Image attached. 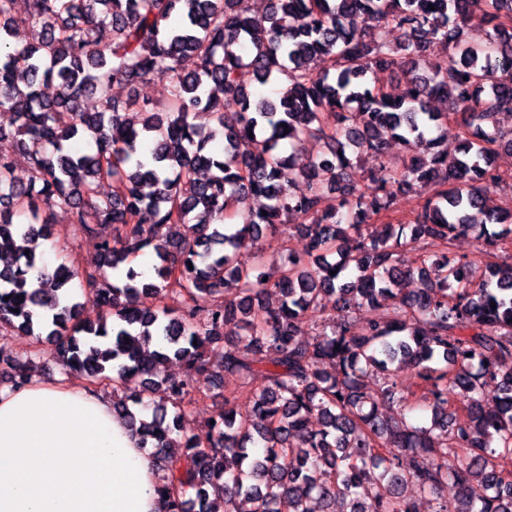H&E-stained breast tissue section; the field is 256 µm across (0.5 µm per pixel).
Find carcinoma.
Returning <instances> with one entry per match:
<instances>
[{"label":"carcinoma","instance_id":"carcinoma-1","mask_svg":"<svg viewBox=\"0 0 512 512\" xmlns=\"http://www.w3.org/2000/svg\"><path fill=\"white\" fill-rule=\"evenodd\" d=\"M477 2L269 0L252 16L247 0H30L20 19L15 0H0V113L11 116L0 139L21 136L28 162L20 172L0 155V255H11L0 268V323L52 341L64 370L112 381L122 393L115 412L137 425L169 512H237L242 501L253 512L284 503L313 512L314 500L321 512L338 501L345 512H415L402 494L409 484L435 512H512V263L475 280L471 259L448 256L462 234L482 253L512 240V210L488 209L482 193L502 181L498 158L512 155V130L499 121L512 112V83L496 81L512 71V0H484L476 16ZM365 15L381 30L363 28ZM475 19L488 29L480 48L464 36ZM21 22L39 29V43L12 42ZM439 45L448 55L432 65ZM375 70L399 73V91L370 86ZM247 72L288 88L258 96ZM155 77L169 84L162 111L112 95ZM54 81L55 97H44L40 86ZM88 94L95 112L83 107ZM432 99L451 110L430 108ZM131 110L144 115L139 130L125 122ZM451 116L462 135L450 157L440 143ZM217 138L220 150L207 149ZM74 139L89 151H71ZM284 140L295 149L322 141L325 151L299 164L281 152ZM393 143L411 154L401 169L387 160ZM360 153L377 160L368 194L352 174ZM105 181L112 191L102 197ZM415 185L438 191L412 224L365 231ZM331 194L338 207L321 209ZM60 206L76 232L100 239L94 268L53 267L36 251L54 236ZM144 211L154 223H141ZM292 221L304 253L285 249L276 267L237 265L253 237ZM406 238L423 244L416 271L402 265ZM145 248L153 280L132 266L112 278ZM415 276L420 287L404 291ZM76 281L105 308L98 322L80 318ZM230 284L238 294L225 297ZM270 288L275 305L264 300ZM168 294L173 304H156ZM327 298L340 321L304 339ZM390 299L393 310L355 335L348 313ZM172 361L183 377L166 373ZM32 362L0 345L6 384H27ZM404 370L426 387L428 427L378 411L379 399L408 403ZM370 371L382 377L375 395L362 381ZM204 372L236 381L224 412L203 433L174 438L179 414L169 408L184 407ZM257 374L265 384L243 413L236 393ZM420 454L434 466L419 467Z\"/></svg>","mask_w":512,"mask_h":512}]
</instances>
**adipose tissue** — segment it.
I'll use <instances>...</instances> for the list:
<instances>
[{"label": "adipose tissue", "instance_id": "adipose-tissue-1", "mask_svg": "<svg viewBox=\"0 0 512 512\" xmlns=\"http://www.w3.org/2000/svg\"><path fill=\"white\" fill-rule=\"evenodd\" d=\"M157 485L108 397L62 378L0 389V512H166Z\"/></svg>", "mask_w": 512, "mask_h": 512}]
</instances>
